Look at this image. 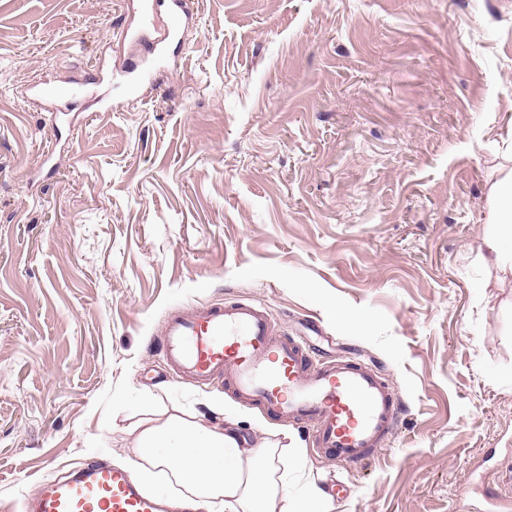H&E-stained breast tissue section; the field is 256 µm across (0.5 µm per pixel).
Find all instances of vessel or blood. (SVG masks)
<instances>
[{
    "label": "vessel or blood",
    "mask_w": 512,
    "mask_h": 512,
    "mask_svg": "<svg viewBox=\"0 0 512 512\" xmlns=\"http://www.w3.org/2000/svg\"><path fill=\"white\" fill-rule=\"evenodd\" d=\"M154 0H143L131 38L146 55L134 86L153 75L165 41L189 16L187 0H170L164 40H148ZM86 85H34L31 98L56 105L85 95ZM164 360L199 384L223 379L226 390L282 419L310 426L318 452L345 468L369 462L392 436L401 414L397 393L374 367L348 357L319 362L305 342L275 335L272 317L254 303L229 302L172 311L163 324ZM25 512H174L168 495L145 492L126 469L101 459L82 461L40 482Z\"/></svg>",
    "instance_id": "vessel-or-blood-1"
}]
</instances>
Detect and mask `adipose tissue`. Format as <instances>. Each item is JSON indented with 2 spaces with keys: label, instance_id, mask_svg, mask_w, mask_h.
I'll use <instances>...</instances> for the list:
<instances>
[{
  "label": "adipose tissue",
  "instance_id": "obj_1",
  "mask_svg": "<svg viewBox=\"0 0 512 512\" xmlns=\"http://www.w3.org/2000/svg\"><path fill=\"white\" fill-rule=\"evenodd\" d=\"M494 227L485 241L488 260L500 280L512 282V169H502L492 186ZM136 427L128 465L150 466L185 493L192 512H327V496L308 485L274 480L273 451L247 448L232 426L204 425L178 414L156 417L152 400Z\"/></svg>",
  "mask_w": 512,
  "mask_h": 512
}]
</instances>
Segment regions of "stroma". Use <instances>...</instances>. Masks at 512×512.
<instances>
[{"mask_svg":"<svg viewBox=\"0 0 512 512\" xmlns=\"http://www.w3.org/2000/svg\"><path fill=\"white\" fill-rule=\"evenodd\" d=\"M189 2L157 87L55 123L22 94L138 63L133 0H0V512L123 466L147 392L277 448L328 512H484L476 481L512 512V284L484 260L512 0ZM230 298L382 371L403 413L371 462L165 369V317Z\"/></svg>","mask_w":512,"mask_h":512,"instance_id":"35a3bbf8","label":"stroma"}]
</instances>
